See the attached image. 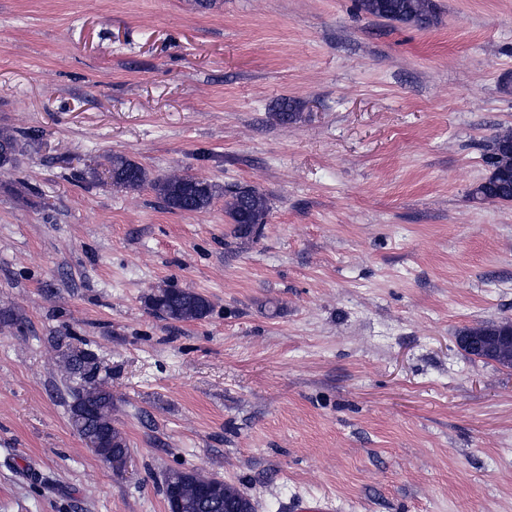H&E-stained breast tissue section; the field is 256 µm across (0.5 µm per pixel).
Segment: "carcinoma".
I'll list each match as a JSON object with an SVG mask.
<instances>
[{
    "label": "carcinoma",
    "mask_w": 512,
    "mask_h": 512,
    "mask_svg": "<svg viewBox=\"0 0 512 512\" xmlns=\"http://www.w3.org/2000/svg\"><path fill=\"white\" fill-rule=\"evenodd\" d=\"M357 10L366 15L427 29L438 23L434 0H356ZM32 134L0 129V172L17 167L24 153L23 142ZM107 174L112 185L137 190L149 183L165 208L174 212L194 213L208 209L216 196L224 195V216L233 225L239 239L260 235L270 215V202L265 193L248 184H215L195 176L172 175L149 178L142 165L126 155L107 156ZM484 162L489 175L471 191L478 201L512 203V133L494 136L487 146ZM150 312L163 320L182 322L202 320L211 312L210 301L201 293L168 286L152 291L145 298ZM504 320L485 321L460 331L462 336H493ZM62 362L73 386L69 388L68 404L72 425L78 434L93 446L101 458H122L128 445L123 433L112 423V393L100 376L94 353L67 351ZM164 498H183L186 512H254L255 504L246 493L232 483L218 481L194 470L174 469L163 483Z\"/></svg>",
    "instance_id": "obj_1"
}]
</instances>
